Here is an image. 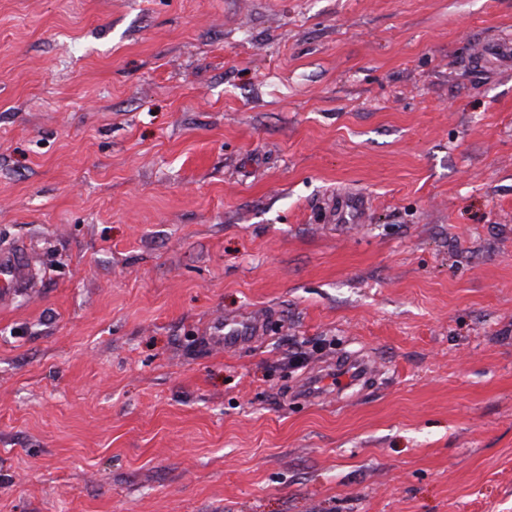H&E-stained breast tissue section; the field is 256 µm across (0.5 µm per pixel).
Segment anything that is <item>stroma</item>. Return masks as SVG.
<instances>
[{"label":"stroma","instance_id":"35a3bbf8","mask_svg":"<svg viewBox=\"0 0 512 512\" xmlns=\"http://www.w3.org/2000/svg\"><path fill=\"white\" fill-rule=\"evenodd\" d=\"M494 42L512 0H0V512H512ZM27 261L26 251L15 250L0 256L1 288H19L24 284V271ZM265 320L252 313L236 319H224L215 327L214 342L224 345V349L232 350L254 342L263 334ZM224 330V332H223Z\"/></svg>","mask_w":512,"mask_h":512}]
</instances>
